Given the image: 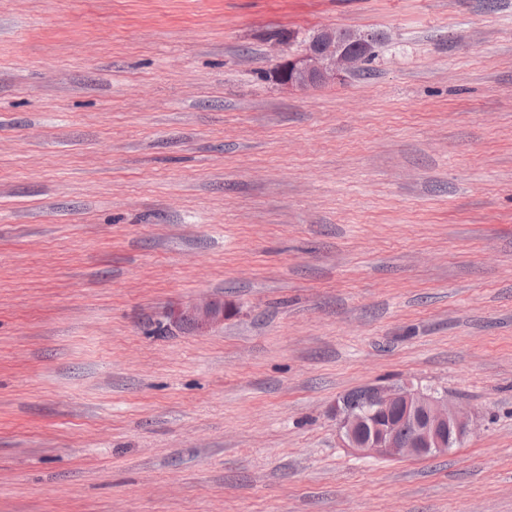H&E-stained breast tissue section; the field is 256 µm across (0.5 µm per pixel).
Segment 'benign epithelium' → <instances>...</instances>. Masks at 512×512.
Masks as SVG:
<instances>
[{
	"label": "benign epithelium",
	"mask_w": 512,
	"mask_h": 512,
	"mask_svg": "<svg viewBox=\"0 0 512 512\" xmlns=\"http://www.w3.org/2000/svg\"><path fill=\"white\" fill-rule=\"evenodd\" d=\"M370 31L322 29L307 39L300 53L282 60L274 71L284 86L306 89L341 80L375 52ZM231 314L224 303L208 300L177 308L170 320L191 319L198 329L217 326ZM368 411L359 413L346 397L336 400L331 415L343 447L375 459L423 458L448 453L469 432L465 414L448 396L411 384H373L363 388Z\"/></svg>",
	"instance_id": "1"
}]
</instances>
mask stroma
I'll use <instances>...</instances> for the list:
<instances>
[{"label":"stroma","instance_id":"obj_1","mask_svg":"<svg viewBox=\"0 0 512 512\" xmlns=\"http://www.w3.org/2000/svg\"><path fill=\"white\" fill-rule=\"evenodd\" d=\"M405 382L463 442L344 448ZM0 512H512V0H0ZM383 40V34L378 31L319 30L309 36L300 53L279 63L274 78L281 85L301 89L341 80L362 65ZM349 44L360 50L351 51ZM374 56L375 53L367 61ZM232 312V308H225L223 302L208 300L193 303L188 308H177L170 313V320L174 324H181L186 318L191 319L198 329H206L224 323V319ZM350 394V393H348ZM346 394V395H348ZM368 411H354L346 395L336 400L331 415L343 447L375 459L423 458L448 453L469 432L465 414L447 395L411 384H373L363 388ZM347 399L363 408L359 391ZM410 429L409 436L403 429Z\"/></svg>","mask_w":512,"mask_h":512}]
</instances>
